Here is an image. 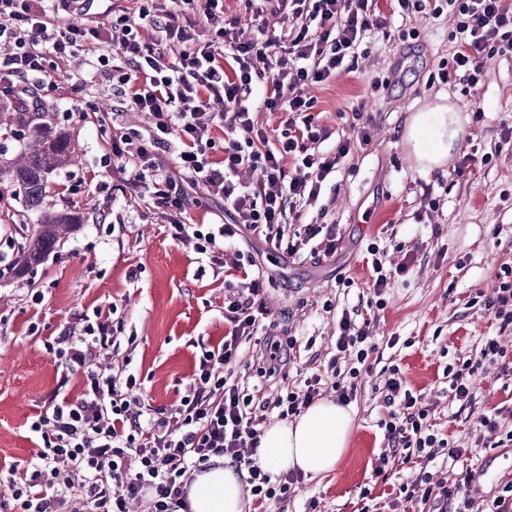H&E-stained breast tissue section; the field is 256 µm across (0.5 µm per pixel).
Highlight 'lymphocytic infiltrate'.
<instances>
[{"mask_svg":"<svg viewBox=\"0 0 512 512\" xmlns=\"http://www.w3.org/2000/svg\"><path fill=\"white\" fill-rule=\"evenodd\" d=\"M86 2L0 0V43L10 47L0 58V83L33 99L55 60L97 53L122 111L151 118L146 131L132 136L114 129L108 144L113 177L125 181L131 199L164 209L171 237L213 265L221 264L228 242L248 234L281 256H335L340 226L327 216L336 202V172L368 144L369 134L362 127L334 137L315 116L307 90L353 70L368 33L386 26V13L405 20L449 17L453 51L439 61L437 76L451 88H476L485 60L512 53V0H389L385 12L378 0H255L246 19L226 14L224 0H143L137 18L116 4L105 20L86 15ZM62 12L82 13L85 20L59 27ZM269 15L279 18L280 31L268 29ZM201 24L208 40L197 34ZM171 43L181 47L173 60L164 52ZM257 109L286 113L277 137L255 123ZM217 150L218 160L212 157ZM245 168L260 171V178L240 182ZM194 194L223 202V221L194 223ZM312 208L318 222L302 223ZM235 269L241 278L224 298V341L202 347L174 409L132 399L136 376L110 363L122 327L102 309L82 313L79 327L45 341L47 353L82 374L84 389L76 398L52 400L31 422L37 450L26 468L10 469L0 481V499L11 500L15 512H84L88 503L94 512H128V500L148 494L152 512H188L193 472L222 457L246 467L247 492L257 504L287 500L301 472L271 479L245 451L258 448L267 408L283 419L300 415L321 399L322 377L312 374L271 402L254 400L234 382V365L253 336L266 338L261 376L275 375L297 352L296 339L281 338L268 320L269 276L249 253L239 254ZM369 326V319L347 312L338 321L336 349L354 360L352 379L376 349ZM493 366L512 369L490 338L477 357L448 367L453 398L471 403L472 377ZM384 388L389 412L379 426L390 453L404 451L424 467L441 455L453 465L461 460L463 449L435 433L429 407L405 387L399 367L390 369ZM474 479L465 469L453 485H434L424 471L400 484L399 495L420 512H512L511 482L490 497L476 494ZM77 486L85 489L86 503L69 501Z\"/></svg>","mask_w":512,"mask_h":512,"instance_id":"1","label":"lymphocytic infiltrate"}]
</instances>
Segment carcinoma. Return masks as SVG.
<instances>
[{
    "label": "carcinoma",
    "instance_id": "1",
    "mask_svg": "<svg viewBox=\"0 0 512 512\" xmlns=\"http://www.w3.org/2000/svg\"><path fill=\"white\" fill-rule=\"evenodd\" d=\"M5 121L19 127L18 136L23 145L10 158L0 150V182L10 181L23 209L39 214L7 272L0 271V278L6 273L19 278L44 261L60 246L66 233L81 224V217L76 212L41 211L49 179L57 171L76 165L79 156L69 132L48 122L37 121L10 94H0V125Z\"/></svg>",
    "mask_w": 512,
    "mask_h": 512
}]
</instances>
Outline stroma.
<instances>
[{
	"mask_svg": "<svg viewBox=\"0 0 512 512\" xmlns=\"http://www.w3.org/2000/svg\"><path fill=\"white\" fill-rule=\"evenodd\" d=\"M401 24L395 17L372 33L354 71L313 91L316 111L337 133L348 132L351 108L361 107L371 141L336 174L342 232L336 256L316 263L258 254L272 277L269 318L303 346L300 359L285 368L287 380L268 382V393L318 373L329 387L327 399H334L328 363L336 322L342 312L366 308L373 296L363 261L367 245L378 240L388 263L411 268L392 280L386 309L370 324L377 349L357 380L349 405L354 422L335 472L303 480L286 502L251 503L245 512H306L312 498L319 512L364 506L400 512L397 488L420 467L393 460L385 474L377 472L386 448L377 422L387 413L383 384L393 365L431 405L434 429L469 449L466 465L481 472L484 492L512 481V447L474 445L480 417L492 414L512 425V376L493 369L478 374L475 399L464 406L450 397L444 375L445 366L477 355L489 338L512 355V328L501 327L478 301L492 296L499 267L512 265V143L500 141L503 126H512V55L487 60L474 93L465 95L430 79L452 50L447 25L417 17L420 38L407 43L398 38ZM51 77L40 91L43 109L49 122L71 133L80 164L53 176L45 205L75 211L82 223L21 282L0 280V477L31 459L29 425L55 390L75 396L82 389L80 374L43 347L82 312L116 307L128 341L113 360L130 359L141 383L137 397L158 408L178 404L202 346L224 340L227 268L198 273L194 253L167 235L162 211L131 201L102 164L112 126L97 122L92 110L118 105L103 67L81 54L57 60ZM438 102L460 112L463 136L453 157L473 148L496 153L475 178L452 176L448 165L427 174L417 168L406 123Z\"/></svg>",
	"mask_w": 512,
	"mask_h": 512,
	"instance_id": "1",
	"label": "stroma"
}]
</instances>
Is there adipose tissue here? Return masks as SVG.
Instances as JSON below:
<instances>
[{"instance_id": "adipose-tissue-1", "label": "adipose tissue", "mask_w": 512, "mask_h": 512, "mask_svg": "<svg viewBox=\"0 0 512 512\" xmlns=\"http://www.w3.org/2000/svg\"><path fill=\"white\" fill-rule=\"evenodd\" d=\"M461 132L458 112L437 105L410 117L406 138L427 172L446 162ZM352 422L349 409L332 400L317 402L295 420L265 429L257 458L275 473L297 469L312 478L327 475L343 456ZM245 477V472L223 461L198 473L187 489L191 512H244Z\"/></svg>"}]
</instances>
